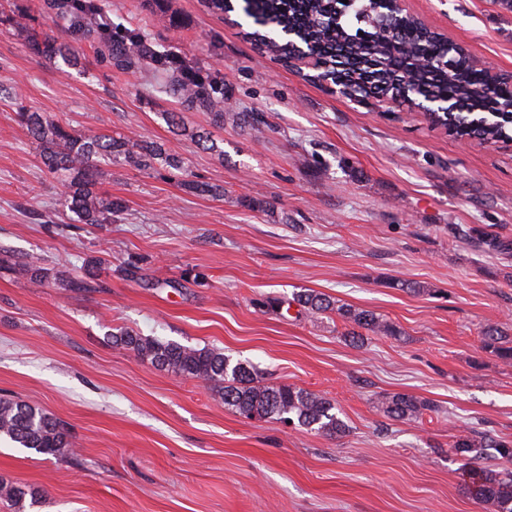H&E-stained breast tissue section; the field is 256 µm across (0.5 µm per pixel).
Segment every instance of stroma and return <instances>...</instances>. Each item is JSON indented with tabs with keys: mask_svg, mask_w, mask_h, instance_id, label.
<instances>
[{
	"mask_svg": "<svg viewBox=\"0 0 512 512\" xmlns=\"http://www.w3.org/2000/svg\"><path fill=\"white\" fill-rule=\"evenodd\" d=\"M101 4L113 28L223 84L225 111L259 122L244 131L180 110L147 73L106 66L94 44L35 13L34 0H0V83L19 86L30 110L78 133L165 144L185 163L103 167L100 193L124 208L108 224L77 223L0 97V398L43 407L75 448L58 460L1 441L0 478L39 490L27 512H492L467 493L451 444L472 426L512 439V367L479 341L486 325L512 326V143L336 96L261 56L242 11ZM406 7L512 74V12L489 0ZM33 30L79 47L82 69L32 54ZM203 128L217 150L195 142ZM191 181L223 192H193ZM30 255L47 280L15 271ZM87 276L95 290L73 288ZM308 290L383 316L401 338L352 345L341 319L294 303ZM124 329L220 348L266 382L329 398L349 430L246 419L209 384L114 346ZM394 392L434 410L391 420L379 401Z\"/></svg>",
	"mask_w": 512,
	"mask_h": 512,
	"instance_id": "35a3bbf8",
	"label": "stroma"
}]
</instances>
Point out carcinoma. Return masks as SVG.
<instances>
[{"mask_svg": "<svg viewBox=\"0 0 512 512\" xmlns=\"http://www.w3.org/2000/svg\"><path fill=\"white\" fill-rule=\"evenodd\" d=\"M255 10L264 18V30L250 37H279L283 56L294 53L288 32L299 37L308 52L325 63L336 64L337 53L344 51L350 60L348 85L360 94L367 81L375 92L397 100L398 80L415 82L422 95L449 98L460 112L455 115L459 134L482 142L512 139L508 123L469 129L470 111L485 107L507 113L512 108V84H493L488 75L473 69L464 55H450L444 42L426 33L416 18L399 11L392 0H351L341 18L330 0H254ZM43 14H53L84 39L97 43L98 52L124 70H136L148 63L166 75L163 92L177 99L187 111L208 112L217 126L224 125V95L215 83L182 78L169 69L168 57L158 55L147 41L131 32L108 33L101 25L100 0H39ZM370 37L360 38L361 29ZM29 47L48 60L61 59L70 69L81 67L78 49L66 47L51 35L34 32ZM19 123L38 141L42 164L61 176L72 212L80 224H105L122 203L99 194L96 176L103 166L124 158L139 167L160 160L179 170L182 160L164 145L144 141L134 143L125 137L94 132L76 134L44 112H32L18 105ZM295 300L311 315L336 313L374 335L390 338L400 330L384 317L364 309L338 305L324 294L302 292ZM112 344L152 364L210 384L224 399V405L248 419H276L327 436L346 433L347 424L335 413L330 399L288 384L264 381L250 365L231 363L224 351L214 347H189L173 341L142 336L132 331L112 335ZM482 349L505 365H512V333L489 325L482 331ZM385 416L394 420L417 419L434 410L433 404L409 393L387 394L381 399ZM38 454L64 459L74 455L63 423L40 407L25 401L0 398V437ZM456 454L467 463L488 455L496 463L472 471L467 489L477 501L490 505L494 512H512V440L470 428L453 442ZM0 500L14 512H26L25 502H38V492L27 485L0 479Z\"/></svg>", "mask_w": 512, "mask_h": 512, "instance_id": "carcinoma-1", "label": "carcinoma"}]
</instances>
